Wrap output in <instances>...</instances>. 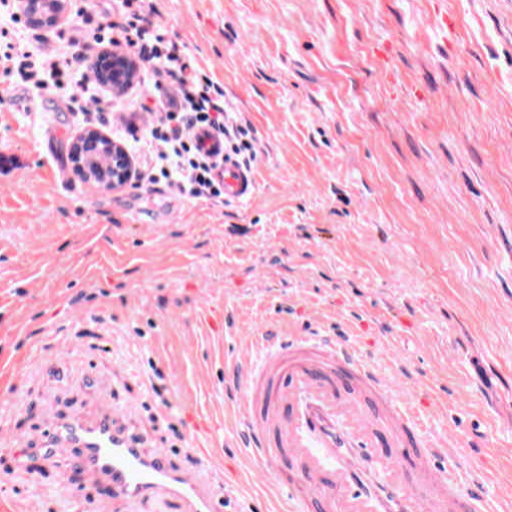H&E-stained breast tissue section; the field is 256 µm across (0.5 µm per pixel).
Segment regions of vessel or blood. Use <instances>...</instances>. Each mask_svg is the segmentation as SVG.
I'll return each mask as SVG.
<instances>
[{
	"label": "vessel or blood",
	"mask_w": 512,
	"mask_h": 512,
	"mask_svg": "<svg viewBox=\"0 0 512 512\" xmlns=\"http://www.w3.org/2000/svg\"><path fill=\"white\" fill-rule=\"evenodd\" d=\"M224 196L254 188L250 171L224 162ZM225 377L242 388L236 410L250 456L274 476L286 461L299 477L288 497L313 512H491L483 482L460 486L415 412L390 394L363 350L345 336L244 337ZM70 449L72 469L93 476L127 506L154 498L181 512H224V492L198 471L174 465L165 452L145 453L111 412L64 418L44 432L34 455Z\"/></svg>",
	"instance_id": "b4317fda"
}]
</instances>
